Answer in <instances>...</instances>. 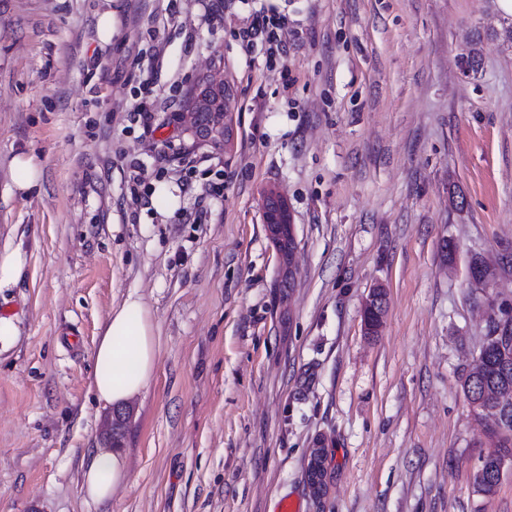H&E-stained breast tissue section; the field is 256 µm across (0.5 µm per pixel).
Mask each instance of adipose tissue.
Segmentation results:
<instances>
[{"instance_id":"1","label":"adipose tissue","mask_w":512,"mask_h":512,"mask_svg":"<svg viewBox=\"0 0 512 512\" xmlns=\"http://www.w3.org/2000/svg\"><path fill=\"white\" fill-rule=\"evenodd\" d=\"M159 339L139 298L128 296L104 325L93 353L92 387L104 405H119L143 391L157 363ZM126 476L118 452L98 453L84 471V488L96 501L111 497Z\"/></svg>"}]
</instances>
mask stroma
<instances>
[{
	"instance_id": "stroma-1",
	"label": "stroma",
	"mask_w": 512,
	"mask_h": 512,
	"mask_svg": "<svg viewBox=\"0 0 512 512\" xmlns=\"http://www.w3.org/2000/svg\"><path fill=\"white\" fill-rule=\"evenodd\" d=\"M263 7L288 19L272 60L236 37ZM511 24L496 0H0V248L28 257L0 290L20 331L0 353V512H512V478L474 491L487 448L460 382L486 334L472 258L512 305ZM215 60L227 153L179 120ZM20 154L42 170L25 193ZM269 187L295 221L287 301ZM131 294L160 350L125 403L126 479L95 502L82 475L112 410L93 352ZM218 91L224 95V121L209 132L201 135L198 134L196 139L213 148L218 142L224 143V147L216 148L223 150L224 148L227 149L234 139V84L221 66L213 63L212 67L210 66L209 72L196 84V93L203 97L210 92Z\"/></svg>"
}]
</instances>
